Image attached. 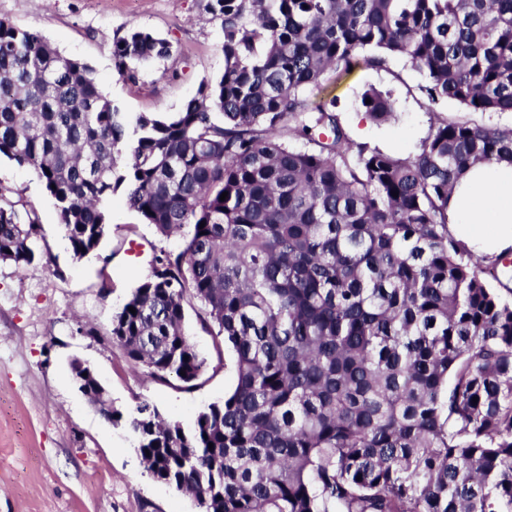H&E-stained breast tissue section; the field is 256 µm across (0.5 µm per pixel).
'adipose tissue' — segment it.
<instances>
[{
  "instance_id": "adipose-tissue-1",
  "label": "adipose tissue",
  "mask_w": 512,
  "mask_h": 512,
  "mask_svg": "<svg viewBox=\"0 0 512 512\" xmlns=\"http://www.w3.org/2000/svg\"><path fill=\"white\" fill-rule=\"evenodd\" d=\"M448 227L479 255L512 247V162L493 160L465 171L448 197Z\"/></svg>"
}]
</instances>
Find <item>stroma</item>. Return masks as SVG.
I'll return each instance as SVG.
<instances>
[{
	"label": "stroma",
	"mask_w": 512,
	"mask_h": 512,
	"mask_svg": "<svg viewBox=\"0 0 512 512\" xmlns=\"http://www.w3.org/2000/svg\"><path fill=\"white\" fill-rule=\"evenodd\" d=\"M0 18L89 65L102 93L130 113L177 112L224 71L223 34L208 0H0ZM132 29L154 32L172 46L168 58L141 66L134 83L117 74L108 43ZM426 83L424 73L394 59L383 69L328 73L323 93L336 98L353 142L406 156L429 128ZM370 87L390 94L395 120L366 116L359 98ZM0 187L33 210L41 226L36 270L0 262V512H199L191 497L146 471L125 421L146 401L191 425L235 386L231 352L216 350V336L192 305L185 308V332L208 363L194 387L154 380L110 338L113 315L154 257L180 251L185 233L158 236L117 197L107 236L78 259L34 170L2 157ZM90 325L96 335H87ZM75 360L94 370L121 423L106 420L78 389Z\"/></svg>",
	"instance_id": "obj_1"
}]
</instances>
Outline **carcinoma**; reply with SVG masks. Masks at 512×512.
Masks as SVG:
<instances>
[{
    "mask_svg": "<svg viewBox=\"0 0 512 512\" xmlns=\"http://www.w3.org/2000/svg\"><path fill=\"white\" fill-rule=\"evenodd\" d=\"M209 9L224 72L169 115L122 111L86 64L0 18V157L37 173L73 255L98 249L116 194L162 237L190 227L112 340L191 386L207 366L184 330L195 300L234 356L233 390L192 426L148 403L127 421L147 468L206 512H512V302L448 233L454 183L512 161V128L435 114L404 157L351 142L335 100L309 99L330 71L399 57L430 109L512 112V0ZM111 53L134 82L171 46L132 29ZM360 106L394 117L373 87ZM39 233L1 187L0 261L37 268Z\"/></svg>",
    "mask_w": 512,
    "mask_h": 512,
    "instance_id": "obj_1",
    "label": "carcinoma"
}]
</instances>
